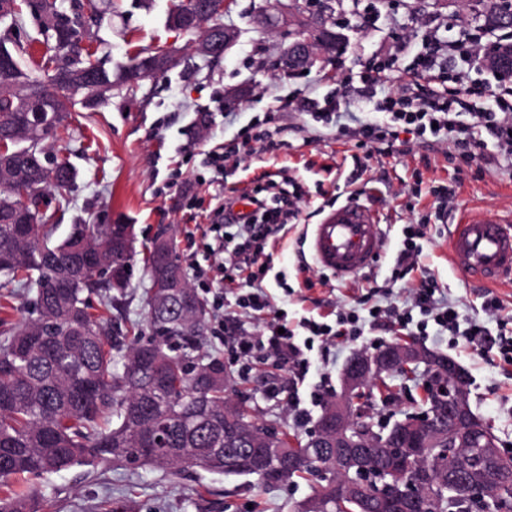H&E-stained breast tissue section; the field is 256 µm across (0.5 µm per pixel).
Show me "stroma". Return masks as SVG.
Instances as JSON below:
<instances>
[{
    "label": "stroma",
    "mask_w": 512,
    "mask_h": 512,
    "mask_svg": "<svg viewBox=\"0 0 512 512\" xmlns=\"http://www.w3.org/2000/svg\"><path fill=\"white\" fill-rule=\"evenodd\" d=\"M333 18L346 37L334 63L314 60L306 73H280L276 62L288 43V32L263 22L274 0H232L225 24L237 29L238 40L214 62L195 57L162 76L141 80L136 95L113 90L106 106L88 111L72 106L67 133L49 141L48 151L68 159L77 171L72 191L53 197L58 233L75 224H130L136 249H143L160 226H170L186 270L208 267L211 259L201 237L218 189L242 192L264 182L267 174L286 171L301 185L304 196L298 223L271 238L266 251L270 270L263 284L275 308L290 321L307 316L334 323L338 308L354 307L359 299L405 303L417 274L392 281L391 270L408 225H424L422 264L435 275L445 299L463 315L485 322L493 337H512V284L488 288L466 284L460 263L448 250V238L463 209L488 215H512V160L488 147L471 167L458 169L448 144L431 137L411 139L399 150L366 152L345 134L342 124L314 121L304 110L307 101L342 92L344 80L359 82L369 67L386 72L384 91H398L420 81L425 93L435 92L428 78H416L411 63L433 36L448 37L450 26L469 22L476 38L492 42L491 31L476 20L471 0H331ZM169 0H119L117 13L91 31L96 59L119 73L137 50L156 45L183 46L187 37L167 24ZM275 132L274 146L263 147L237 166H228L223 185L211 184L205 165L209 151L233 148L263 131ZM456 192L446 222L434 217L436 193ZM350 200L371 204L380 214L381 250L371 267L345 282L322 271L307 252L306 237L322 210ZM147 275L134 259L130 286L112 309V325L146 323L144 288ZM502 308L486 309L488 296ZM401 332L392 325L365 327L360 338L336 337L309 353L303 396L331 400L350 358L360 350L393 342ZM420 347L441 352L467 373L472 410L512 446V365L497 351L455 343L449 333L430 330L417 337ZM237 382L236 399L277 429H314L322 409L298 422L287 399H272L268 383L290 388L292 365L266 360L241 364L227 360ZM394 399L369 408L375 422L391 423L423 411L421 382L391 379ZM43 512H294L311 492V481L284 482L258 488L256 477L222 476L202 470L167 475L120 461L100 462L49 474L33 481Z\"/></svg>",
    "instance_id": "1"
}]
</instances>
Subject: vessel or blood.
Wrapping results in <instances>:
<instances>
[{"instance_id":"1","label":"vessel or blood","mask_w":512,"mask_h":512,"mask_svg":"<svg viewBox=\"0 0 512 512\" xmlns=\"http://www.w3.org/2000/svg\"><path fill=\"white\" fill-rule=\"evenodd\" d=\"M382 227L372 206L347 202L324 211L307 239L317 267L342 280L358 276L381 249ZM452 255L468 283L492 286L512 282V220L464 212L450 239Z\"/></svg>"}]
</instances>
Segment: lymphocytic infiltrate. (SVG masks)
Listing matches in <instances>:
<instances>
[{"instance_id": "1", "label": "lymphocytic infiltrate", "mask_w": 512, "mask_h": 512, "mask_svg": "<svg viewBox=\"0 0 512 512\" xmlns=\"http://www.w3.org/2000/svg\"><path fill=\"white\" fill-rule=\"evenodd\" d=\"M484 52L468 31H460L455 39H434L424 44L416 56V67L425 75H433L445 67L449 58H459L466 68L474 67ZM382 84L379 71H369L360 85H346L345 95L355 94L374 98L378 111L387 116L385 122H359L347 128V135L357 147L370 148L381 143L394 148L401 134L421 138L432 136L440 141L452 140L462 164L475 160L484 150L487 141H494L502 156L512 158V87L501 88L491 111H470L467 101L459 92L448 91L417 101L410 90L378 95ZM470 111L472 121H460L463 111ZM292 179L268 177L264 185L249 191L254 210L244 223L233 222L232 200H225L212 211L209 230L212 241L208 247L210 256L224 259L231 270L244 271L255 265L259 253L252 245L279 233L283 226L295 223L298 211L292 200ZM439 285L434 276L422 274L416 288L411 289L408 306L399 310L393 307L377 308L369 313V325L389 320L390 324L414 335L426 334L428 326H437L457 336L458 340L483 348H498L504 363L512 365V343L497 344L483 321L465 317L457 306L440 302ZM420 312V319H413V312ZM224 333L233 335L231 354L244 361L274 357L294 363L296 369L309 368L306 353L312 350L314 341L329 342L330 329L314 319L302 318L298 325H288L285 319L263 325L256 332L241 329L238 316L225 315L220 324Z\"/></svg>"}]
</instances>
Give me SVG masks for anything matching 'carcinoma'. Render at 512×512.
I'll use <instances>...</instances> for the list:
<instances>
[{
    "label": "carcinoma",
    "mask_w": 512,
    "mask_h": 512,
    "mask_svg": "<svg viewBox=\"0 0 512 512\" xmlns=\"http://www.w3.org/2000/svg\"><path fill=\"white\" fill-rule=\"evenodd\" d=\"M9 2L0 21L17 25L27 0ZM484 27L496 28L503 0H477ZM172 28L191 36L196 0H170ZM43 44L38 64L47 80L21 70L17 60L0 68V275L27 293H34L36 317L0 340V512H40L39 495L15 486L19 475L41 477L117 460L149 466L176 475L189 469L224 473V452L245 451L261 437L265 425L246 408L232 402L235 389L224 384V361L194 355L205 343L206 308L190 285L177 250L173 266L183 287L172 294L171 307L158 306V291L145 289L148 326L134 323L124 345L112 331L111 307L95 308L91 295L112 288V264L130 263L136 248L115 245L110 224H75L54 240V213L36 208L49 191L63 197L76 182L70 163L44 170L30 163L29 152L46 148L58 138L73 96L83 95L84 107L107 104L112 74L81 46L79 35L88 23L101 22L94 0L78 6L69 17L57 0H38ZM163 47L140 49L118 76V87L136 92L148 76L150 61ZM41 102V116L27 111ZM251 428L248 441L228 443L241 424ZM158 428L154 455L138 454L145 436ZM365 466L374 474L387 470V449H364ZM340 465L336 449L290 471L286 481ZM404 471L424 481L417 512H470L458 485L448 474L484 473L495 479L487 512H512V457H488L478 448H457L443 437L439 447L408 455ZM366 501L336 499L333 480L312 487L309 497L324 503L322 512H370L379 506L376 489L365 490Z\"/></svg>",
    "instance_id": "carcinoma-1"
}]
</instances>
